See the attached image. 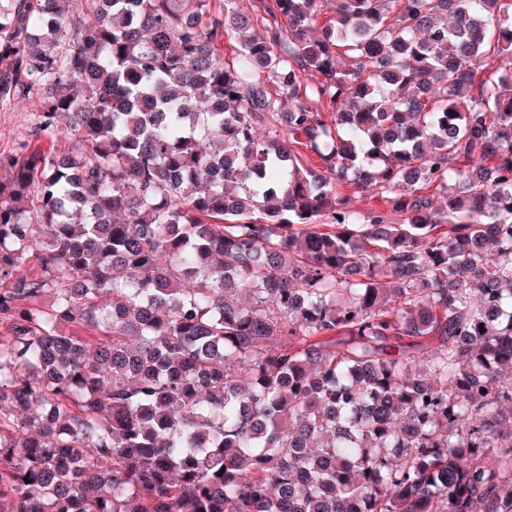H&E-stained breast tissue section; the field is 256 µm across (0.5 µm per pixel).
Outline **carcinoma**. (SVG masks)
<instances>
[{
    "label": "carcinoma",
    "instance_id": "carcinoma-1",
    "mask_svg": "<svg viewBox=\"0 0 512 512\" xmlns=\"http://www.w3.org/2000/svg\"><path fill=\"white\" fill-rule=\"evenodd\" d=\"M68 2L0 10L74 141L0 159V512H512V0Z\"/></svg>",
    "mask_w": 512,
    "mask_h": 512
}]
</instances>
